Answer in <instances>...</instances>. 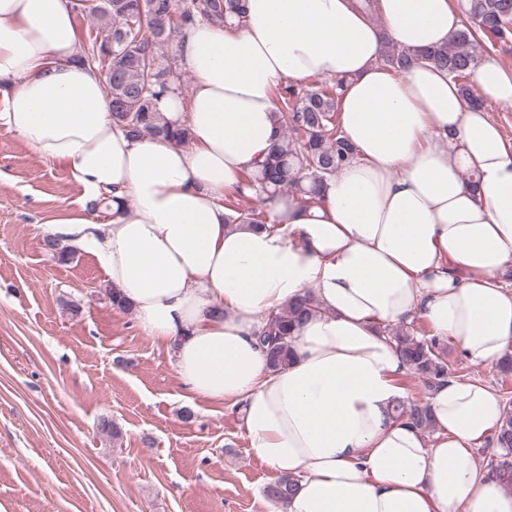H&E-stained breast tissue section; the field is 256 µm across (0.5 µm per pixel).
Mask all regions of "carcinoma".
<instances>
[{
	"label": "carcinoma",
	"mask_w": 512,
	"mask_h": 512,
	"mask_svg": "<svg viewBox=\"0 0 512 512\" xmlns=\"http://www.w3.org/2000/svg\"><path fill=\"white\" fill-rule=\"evenodd\" d=\"M245 0H98L79 11L92 19L95 35L82 50L77 62L100 69L102 55L111 57L112 76H103L112 109V121L130 136H162L182 146L191 141L189 129L168 121L156 108L168 91H180L181 71L176 58L159 62L158 51L170 46L182 27L197 16L227 24L245 14ZM463 28L446 45L410 52L393 44L382 57L398 70L407 69L414 59L424 60L448 71L469 106H483L469 83L482 57L500 44L512 41V0H464ZM340 82L320 81L301 91L285 84L275 89V122L280 140L263 166L242 178L230 191L225 208L244 196L243 188L286 195L293 193L305 206L321 202L320 190L354 156L353 147L342 135L339 119ZM230 224L277 226V219L263 209H252L227 216ZM317 305L307 293L296 301L271 312L258 331L257 341L266 352L269 365L282 369L291 361L293 331L312 314ZM396 349L408 365L407 376L417 378L430 391L456 373L448 366L447 346L415 325L400 329L390 326ZM501 375L500 397L504 416L496 435L499 459L490 464L492 476L512 490V356L498 362ZM392 412L419 430L435 428L430 408L425 403L397 402ZM294 479L282 476L269 483L264 493L282 506L294 494Z\"/></svg>",
	"instance_id": "1"
}]
</instances>
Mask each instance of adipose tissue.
<instances>
[{
    "instance_id": "ef3b65f1",
    "label": "adipose tissue",
    "mask_w": 512,
    "mask_h": 512,
    "mask_svg": "<svg viewBox=\"0 0 512 512\" xmlns=\"http://www.w3.org/2000/svg\"><path fill=\"white\" fill-rule=\"evenodd\" d=\"M376 9L378 25L356 0H246L234 29L195 18L176 44L192 94L157 104L185 148L113 124L70 0H0V126L107 201L106 221L87 211L48 235L96 260L190 400L240 407L252 453L297 482L284 512H512L475 455L502 419L495 390L437 386L427 437L391 414L408 367L381 330L423 320L475 366L512 354V140L446 71L380 63L390 42L448 43L451 0ZM473 75L480 99L512 105L498 62ZM311 77L342 81L354 158L317 206L269 202L280 226L226 223L225 190L274 147V89ZM308 292L318 311L272 370L255 334Z\"/></svg>"
}]
</instances>
